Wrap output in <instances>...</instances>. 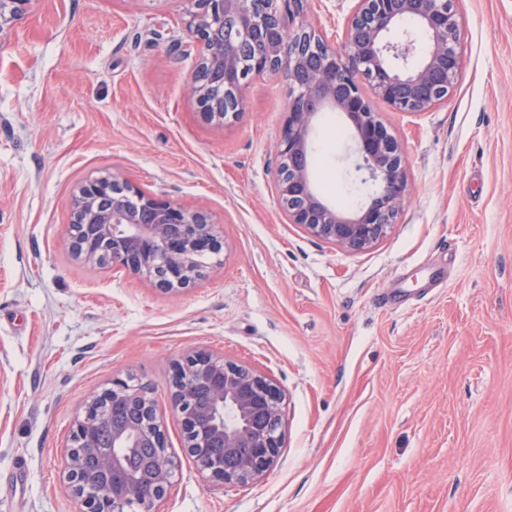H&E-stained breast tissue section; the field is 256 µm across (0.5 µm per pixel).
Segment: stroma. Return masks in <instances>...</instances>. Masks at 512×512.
<instances>
[{
    "label": "stroma",
    "instance_id": "obj_1",
    "mask_svg": "<svg viewBox=\"0 0 512 512\" xmlns=\"http://www.w3.org/2000/svg\"><path fill=\"white\" fill-rule=\"evenodd\" d=\"M355 0H309L339 41ZM462 78L408 114L410 193L371 249L288 223L275 144L288 83L258 76L237 121H204L181 0H33L0 36V512H76L63 451L87 396L133 378L159 405L176 469L156 512H512V0H461ZM313 174L369 195L350 121L316 123ZM117 170L206 208L223 236L204 278L164 293L73 256L79 183ZM207 351L283 394L275 467L200 475L170 405L174 364Z\"/></svg>",
    "mask_w": 512,
    "mask_h": 512
}]
</instances>
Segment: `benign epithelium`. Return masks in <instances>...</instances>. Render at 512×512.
Listing matches in <instances>:
<instances>
[{
	"label": "benign epithelium",
	"instance_id": "obj_1",
	"mask_svg": "<svg viewBox=\"0 0 512 512\" xmlns=\"http://www.w3.org/2000/svg\"><path fill=\"white\" fill-rule=\"evenodd\" d=\"M33 0H0V33ZM195 56L190 90L201 116L224 124L244 112L251 79L282 72L289 103L275 146V193L288 223L343 251H365L396 223L408 190L402 146L361 88L397 112H428L446 102L463 69L459 0H355L340 44L314 28L285 24L282 8L305 0H183ZM410 23L426 38L418 48ZM324 112L354 127L355 170L373 190L352 211L320 196L312 175L314 122ZM71 250L76 258L118 266L165 293L199 280L203 258L222 242L211 214L133 186L115 172L82 182L72 197ZM171 403L185 448L200 473L245 484L268 472L282 448V394L267 376L222 356L195 351L174 367ZM112 422V445L98 442ZM65 481L78 512H154L172 483L157 401L127 379L92 394L73 421ZM143 448L154 452L145 455Z\"/></svg>",
	"mask_w": 512,
	"mask_h": 512
}]
</instances>
